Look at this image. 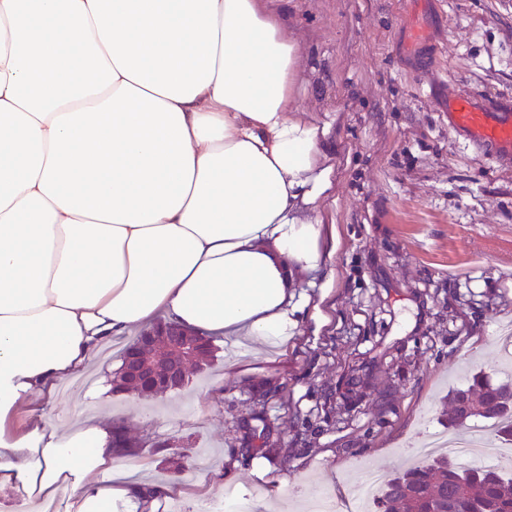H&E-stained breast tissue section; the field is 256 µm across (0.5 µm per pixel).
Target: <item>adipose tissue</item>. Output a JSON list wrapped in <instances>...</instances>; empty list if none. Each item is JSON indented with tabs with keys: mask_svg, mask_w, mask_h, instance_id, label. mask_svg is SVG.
Returning <instances> with one entry per match:
<instances>
[{
	"mask_svg": "<svg viewBox=\"0 0 512 512\" xmlns=\"http://www.w3.org/2000/svg\"><path fill=\"white\" fill-rule=\"evenodd\" d=\"M262 0H0V491L158 512L111 421L36 401L157 317L280 346L337 188Z\"/></svg>",
	"mask_w": 512,
	"mask_h": 512,
	"instance_id": "obj_1",
	"label": "adipose tissue"
}]
</instances>
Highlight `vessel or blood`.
<instances>
[{"instance_id":"vessel-or-blood-1","label":"vessel or blood","mask_w":512,"mask_h":512,"mask_svg":"<svg viewBox=\"0 0 512 512\" xmlns=\"http://www.w3.org/2000/svg\"><path fill=\"white\" fill-rule=\"evenodd\" d=\"M446 112L449 133L493 159L512 157L511 104L461 93L449 98Z\"/></svg>"}]
</instances>
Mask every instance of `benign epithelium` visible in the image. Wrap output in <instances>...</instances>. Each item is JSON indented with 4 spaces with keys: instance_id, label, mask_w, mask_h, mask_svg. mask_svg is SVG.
Wrapping results in <instances>:
<instances>
[{
    "instance_id": "7a95c632",
    "label": "benign epithelium",
    "mask_w": 512,
    "mask_h": 512,
    "mask_svg": "<svg viewBox=\"0 0 512 512\" xmlns=\"http://www.w3.org/2000/svg\"><path fill=\"white\" fill-rule=\"evenodd\" d=\"M211 349L206 340L161 325L140 336L136 348L124 358L122 375L129 390L159 394L180 384L184 366L205 362Z\"/></svg>"
}]
</instances>
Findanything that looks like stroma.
I'll return each mask as SVG.
<instances>
[{"mask_svg":"<svg viewBox=\"0 0 512 512\" xmlns=\"http://www.w3.org/2000/svg\"><path fill=\"white\" fill-rule=\"evenodd\" d=\"M264 2L299 47L293 107L326 126L338 170L331 259L296 290V335L258 357L217 338L209 366L140 404L112 389L123 346L110 343L39 406L61 426L95 413L121 424L139 447L132 472L175 487L159 512H227L229 487L252 512L354 501L368 470L407 466L422 435H456L449 390L478 370L512 379L499 339L512 331V163L449 134L441 112L461 92L512 98V0ZM255 417L272 451L247 458Z\"/></svg>","mask_w":512,"mask_h":512,"instance_id":"1","label":"stroma"}]
</instances>
